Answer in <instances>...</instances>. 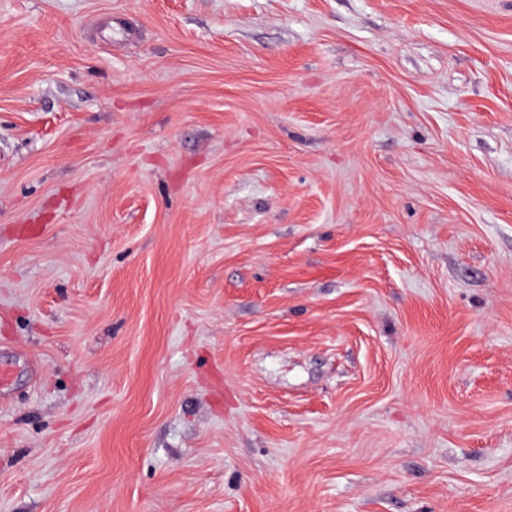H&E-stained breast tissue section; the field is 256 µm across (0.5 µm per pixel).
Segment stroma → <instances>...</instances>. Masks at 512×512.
<instances>
[{
	"label": "stroma",
	"mask_w": 512,
	"mask_h": 512,
	"mask_svg": "<svg viewBox=\"0 0 512 512\" xmlns=\"http://www.w3.org/2000/svg\"><path fill=\"white\" fill-rule=\"evenodd\" d=\"M0 512H512V0H0Z\"/></svg>",
	"instance_id": "obj_1"
}]
</instances>
